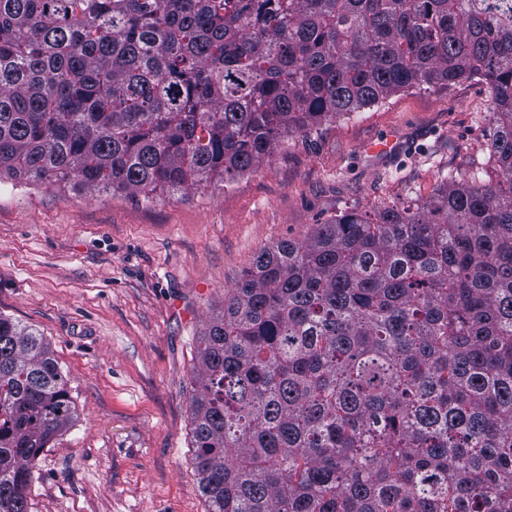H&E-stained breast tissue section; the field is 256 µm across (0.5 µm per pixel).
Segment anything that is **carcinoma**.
<instances>
[{
  "mask_svg": "<svg viewBox=\"0 0 512 512\" xmlns=\"http://www.w3.org/2000/svg\"><path fill=\"white\" fill-rule=\"evenodd\" d=\"M486 81L500 180L260 252L198 338L209 512H512V0H0V181L150 200ZM76 408L0 314V512Z\"/></svg>",
  "mask_w": 512,
  "mask_h": 512,
  "instance_id": "1",
  "label": "carcinoma"
}]
</instances>
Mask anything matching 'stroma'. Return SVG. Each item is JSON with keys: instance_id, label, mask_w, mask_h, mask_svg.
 Masks as SVG:
<instances>
[{"instance_id": "stroma-1", "label": "stroma", "mask_w": 512, "mask_h": 512, "mask_svg": "<svg viewBox=\"0 0 512 512\" xmlns=\"http://www.w3.org/2000/svg\"><path fill=\"white\" fill-rule=\"evenodd\" d=\"M492 109L478 79L399 92L232 182L149 201L1 182L0 314L49 343L77 411L39 457L32 512H208L190 398L225 291L312 225L427 202L475 169L497 182Z\"/></svg>"}]
</instances>
